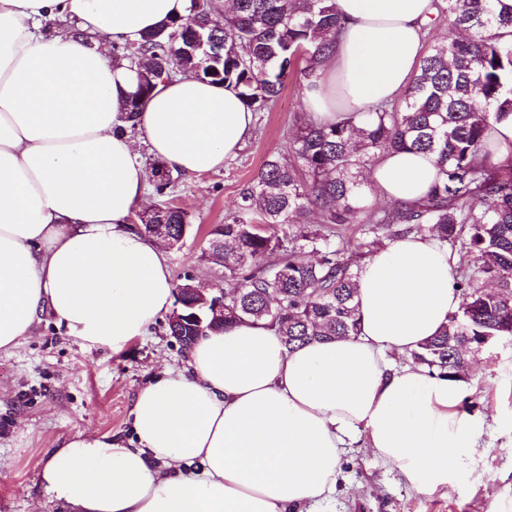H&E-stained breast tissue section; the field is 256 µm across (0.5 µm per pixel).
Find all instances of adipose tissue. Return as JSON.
Segmentation results:
<instances>
[{
	"label": "adipose tissue",
	"mask_w": 512,
	"mask_h": 512,
	"mask_svg": "<svg viewBox=\"0 0 512 512\" xmlns=\"http://www.w3.org/2000/svg\"><path fill=\"white\" fill-rule=\"evenodd\" d=\"M341 28L307 91L322 121L398 97L420 59L433 0H336ZM190 0H0V352L43 313L86 347L121 351L173 302L162 242L130 225L147 200L145 144L189 175L223 168L254 116L232 89L191 74L159 83L127 134L136 74L111 49L136 45ZM433 155L391 150L376 192L412 203ZM446 244L410 235L358 271V333L293 348L261 325L199 336L188 365L141 388L136 447L79 435L40 471L72 512H310L336 490L343 448H370L415 490L446 484L477 445L463 381L395 366L460 304Z\"/></svg>",
	"instance_id": "ef3b65f1"
}]
</instances>
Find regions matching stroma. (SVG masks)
Listing matches in <instances>:
<instances>
[{"instance_id":"obj_1","label":"stroma","mask_w":512,"mask_h":512,"mask_svg":"<svg viewBox=\"0 0 512 512\" xmlns=\"http://www.w3.org/2000/svg\"><path fill=\"white\" fill-rule=\"evenodd\" d=\"M290 77L270 111L254 115L250 137L223 168L179 175L152 205L174 204L190 214L181 245L166 254L174 285L220 283L222 267L207 262L208 232L238 215L241 191L275 155L307 112L306 94ZM188 353L169 334L167 319L121 352L87 349L43 317L30 336L0 353V512H70L48 495L39 473L50 454L78 434L132 440L130 412L137 391ZM480 373L466 381L462 409L478 446L447 484L421 493L379 458L365 440L344 449L335 493L313 512H502L512 503V337L473 354Z\"/></svg>"}]
</instances>
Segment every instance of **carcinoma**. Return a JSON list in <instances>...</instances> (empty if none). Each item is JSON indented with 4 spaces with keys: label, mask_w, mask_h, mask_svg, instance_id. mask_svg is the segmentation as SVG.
Instances as JSON below:
<instances>
[{
    "label": "carcinoma",
    "mask_w": 512,
    "mask_h": 512,
    "mask_svg": "<svg viewBox=\"0 0 512 512\" xmlns=\"http://www.w3.org/2000/svg\"><path fill=\"white\" fill-rule=\"evenodd\" d=\"M191 0L190 13L113 56L136 71L124 106L141 111L160 78L191 73L236 91L252 112L269 109L295 72L318 77L340 26L336 0ZM451 30L431 46L399 102L322 123L300 122L288 158L273 156L241 193L238 216L209 231L207 261L224 267V319L200 305L201 319L169 326L189 349L208 330L252 322L290 348L357 334L358 262L385 241L437 237L471 260L456 269L458 310L412 353L448 378L461 372L484 336H512V168L494 159L491 122L512 115V3L435 0ZM390 150L436 157L439 179L415 204L372 197L371 167ZM150 222L181 236L189 214L151 209ZM355 226L357 243L341 229Z\"/></svg>",
    "instance_id": "obj_1"
}]
</instances>
